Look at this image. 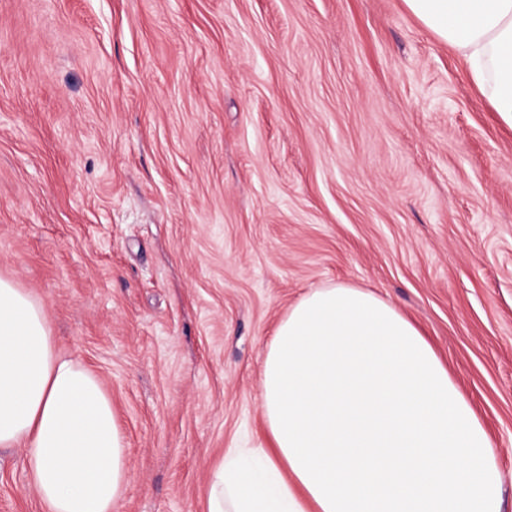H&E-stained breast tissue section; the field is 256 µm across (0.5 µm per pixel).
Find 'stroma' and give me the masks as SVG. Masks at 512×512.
<instances>
[{
    "label": "stroma",
    "mask_w": 512,
    "mask_h": 512,
    "mask_svg": "<svg viewBox=\"0 0 512 512\" xmlns=\"http://www.w3.org/2000/svg\"><path fill=\"white\" fill-rule=\"evenodd\" d=\"M0 276L112 398L115 512H206L328 284L423 329L512 512V129L403 0H0ZM0 512H46L24 449Z\"/></svg>",
    "instance_id": "35a3bbf8"
}]
</instances>
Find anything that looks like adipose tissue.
Instances as JSON below:
<instances>
[{"label": "adipose tissue", "instance_id": "adipose-tissue-1", "mask_svg": "<svg viewBox=\"0 0 512 512\" xmlns=\"http://www.w3.org/2000/svg\"><path fill=\"white\" fill-rule=\"evenodd\" d=\"M512 128V0H404ZM265 436L228 449L206 512H501L488 432L422 331L349 285L279 322L260 377ZM24 446L47 512H114L127 444L102 381L62 355L39 298L0 277V447Z\"/></svg>", "mask_w": 512, "mask_h": 512}]
</instances>
